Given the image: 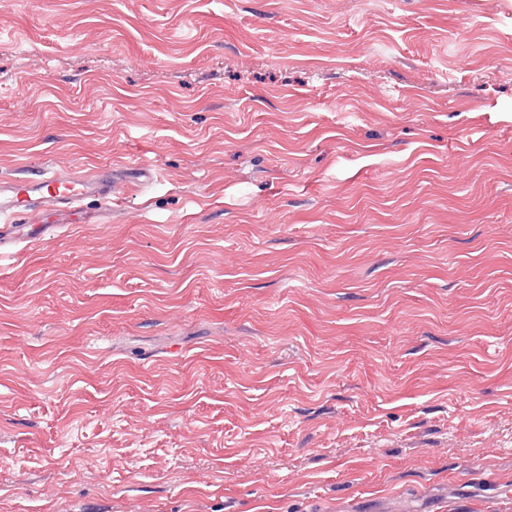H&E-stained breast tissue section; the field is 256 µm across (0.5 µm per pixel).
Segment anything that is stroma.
<instances>
[{
  "label": "stroma",
  "mask_w": 512,
  "mask_h": 512,
  "mask_svg": "<svg viewBox=\"0 0 512 512\" xmlns=\"http://www.w3.org/2000/svg\"><path fill=\"white\" fill-rule=\"evenodd\" d=\"M119 162L0 264V512H512V0H0V178Z\"/></svg>",
  "instance_id": "stroma-1"
}]
</instances>
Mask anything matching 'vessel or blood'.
I'll return each mask as SVG.
<instances>
[{
  "instance_id": "1",
  "label": "vessel or blood",
  "mask_w": 512,
  "mask_h": 512,
  "mask_svg": "<svg viewBox=\"0 0 512 512\" xmlns=\"http://www.w3.org/2000/svg\"><path fill=\"white\" fill-rule=\"evenodd\" d=\"M124 164H108L90 173L70 171L59 173L41 170L38 173L10 180H0V217L6 225L0 226V244L8 240L11 228L26 225L20 239L27 245L39 242L43 227L30 223L29 217L43 205H52L55 223L83 224L89 216L88 202L108 206L116 192L118 175Z\"/></svg>"
}]
</instances>
